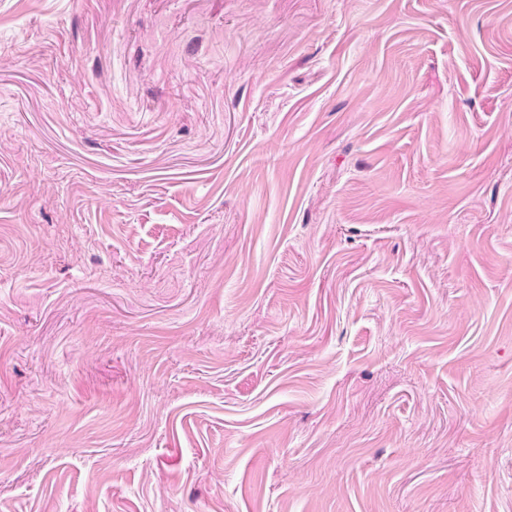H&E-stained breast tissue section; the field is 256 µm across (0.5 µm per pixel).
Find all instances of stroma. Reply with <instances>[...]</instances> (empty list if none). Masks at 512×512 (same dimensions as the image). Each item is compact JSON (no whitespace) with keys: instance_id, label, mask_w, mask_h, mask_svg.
<instances>
[{"instance_id":"1","label":"stroma","mask_w":512,"mask_h":512,"mask_svg":"<svg viewBox=\"0 0 512 512\" xmlns=\"http://www.w3.org/2000/svg\"><path fill=\"white\" fill-rule=\"evenodd\" d=\"M0 512H512V0H0Z\"/></svg>"}]
</instances>
